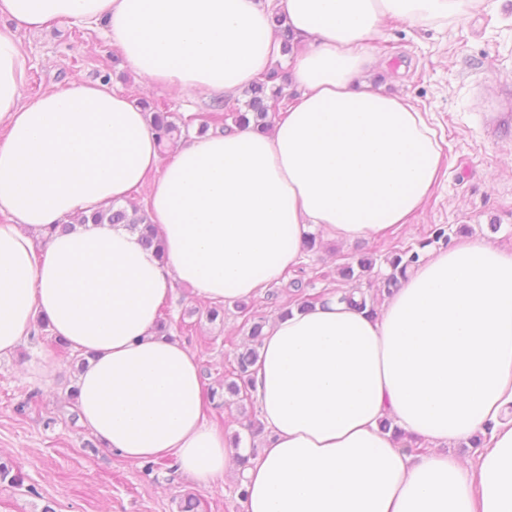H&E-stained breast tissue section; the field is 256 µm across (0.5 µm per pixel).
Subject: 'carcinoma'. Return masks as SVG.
<instances>
[{"instance_id":"carcinoma-1","label":"carcinoma","mask_w":512,"mask_h":512,"mask_svg":"<svg viewBox=\"0 0 512 512\" xmlns=\"http://www.w3.org/2000/svg\"><path fill=\"white\" fill-rule=\"evenodd\" d=\"M271 24L274 32L282 43V53L288 54L293 49L294 33L288 25L287 15L276 10L271 16ZM279 77L277 70L270 71L264 78L256 81L246 89L249 96L246 101L248 111H236L230 114L225 113L226 103L214 99L210 101V113L200 116V130L210 128V124H226L227 119H232V123L240 128L247 129L252 127L256 130L264 131L269 128L271 121L269 120L270 111L273 109L287 108L290 95L285 93V85H277L268 88V83ZM141 106L150 112L151 127L155 135L160 151L183 139L185 141L191 138L190 125L185 122L178 121L176 113L169 110L165 104L156 103L151 105L147 102L141 103ZM124 224L131 229L140 233L141 240L148 247L155 248L156 253H161L162 248L158 240L154 225L151 223L148 212L144 206L135 200H129L121 206L114 204L105 207L88 218L84 215H76L70 218V221L64 223V226L73 228L77 224ZM449 242L450 235L447 229L439 227L433 230V237L420 241L416 244L401 245L393 248L385 255L383 263L386 265L389 273L383 275L382 283L384 291H390V288L397 285L405 279L407 272L416 266L421 259V251L438 241ZM377 259L371 256H363L357 260V265L347 263L339 268V274L348 281L359 282L362 278H372L376 267ZM360 293V300L353 299V293L343 296L349 304L359 308H370L375 311V303L377 296L367 294L361 289H356ZM249 336L252 340V346L244 352L238 354L236 360V368L231 372V377L224 381V388L233 396H248V392L252 388V378L250 368L258 357V347L263 340V323L262 321H251L249 328Z\"/></svg>"}]
</instances>
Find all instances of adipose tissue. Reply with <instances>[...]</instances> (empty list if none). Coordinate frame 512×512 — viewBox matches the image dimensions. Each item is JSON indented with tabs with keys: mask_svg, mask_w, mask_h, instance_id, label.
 I'll use <instances>...</instances> for the list:
<instances>
[{
	"mask_svg": "<svg viewBox=\"0 0 512 512\" xmlns=\"http://www.w3.org/2000/svg\"><path fill=\"white\" fill-rule=\"evenodd\" d=\"M493 6L0 0L13 24L0 30V356L45 317L87 356L77 404L107 448L222 482L246 450L208 422L197 356L158 332L164 300L177 284L216 304L253 298L309 233L348 244L408 223L443 147L426 112L364 81L370 44L390 19L445 28ZM277 8L302 49L298 93L269 130L210 131L165 162L127 93L83 79L21 97L18 32L70 21L103 29L150 86L234 100L281 53ZM142 187L163 254L120 224L48 230ZM251 373L269 435L243 471L244 512H512V250L462 239L426 251L376 312L330 292L275 317ZM477 435L475 459L449 454Z\"/></svg>",
	"mask_w": 512,
	"mask_h": 512,
	"instance_id": "adipose-tissue-1",
	"label": "adipose tissue"
}]
</instances>
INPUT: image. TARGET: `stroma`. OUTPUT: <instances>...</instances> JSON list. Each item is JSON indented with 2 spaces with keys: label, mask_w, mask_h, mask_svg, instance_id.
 <instances>
[{
  "label": "stroma",
  "mask_w": 512,
  "mask_h": 512,
  "mask_svg": "<svg viewBox=\"0 0 512 512\" xmlns=\"http://www.w3.org/2000/svg\"><path fill=\"white\" fill-rule=\"evenodd\" d=\"M28 58L23 98L83 78L138 96L145 90L121 50L102 31L75 22H50L38 32H18ZM387 72L370 71L366 81L408 96L430 113L445 143L437 185L408 224L371 242L342 245L322 241L302 252L277 283L247 300L261 319L295 300L291 281L311 296L342 288V264L361 251L376 258L397 243L426 238L443 224L467 227L468 237L512 248V0L495 11H481L448 28L418 27L392 19L374 42ZM171 335L198 355L205 388L216 391L208 417L227 434L239 435L245 448H262L264 436H250L244 423L259 414L255 399L224 391L235 353L248 330L234 302L224 316L206 318L205 308L188 288L175 287L163 312ZM55 358L51 374L32 362L41 351ZM73 349L60 348L49 329H35L18 351L0 358V461L22 467L35 493L0 484V512H178L182 495L199 497L198 512H244L234 474L222 484L202 488L166 466L144 475L143 466L118 458L75 418L68 400L74 383Z\"/></svg>",
  "instance_id": "1"
}]
</instances>
